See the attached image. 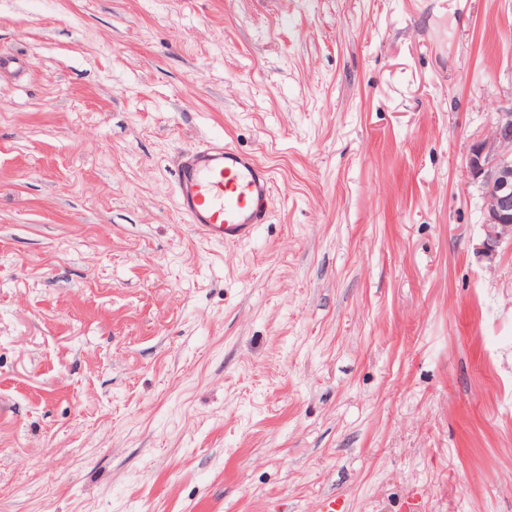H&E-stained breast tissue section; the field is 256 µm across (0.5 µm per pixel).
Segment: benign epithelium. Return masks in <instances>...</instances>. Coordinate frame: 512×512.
<instances>
[{
	"label": "benign epithelium",
	"instance_id": "7a95c632",
	"mask_svg": "<svg viewBox=\"0 0 512 512\" xmlns=\"http://www.w3.org/2000/svg\"><path fill=\"white\" fill-rule=\"evenodd\" d=\"M491 149L483 140L471 143L467 168L472 183L486 200V249L495 250L504 236H512V110L499 113Z\"/></svg>",
	"mask_w": 512,
	"mask_h": 512
}]
</instances>
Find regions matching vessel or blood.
I'll return each instance as SVG.
<instances>
[{"label": "vessel or blood", "mask_w": 512, "mask_h": 512, "mask_svg": "<svg viewBox=\"0 0 512 512\" xmlns=\"http://www.w3.org/2000/svg\"><path fill=\"white\" fill-rule=\"evenodd\" d=\"M177 174L180 212L207 240L238 242L266 222L273 178L253 155L210 141L181 156Z\"/></svg>", "instance_id": "1"}]
</instances>
